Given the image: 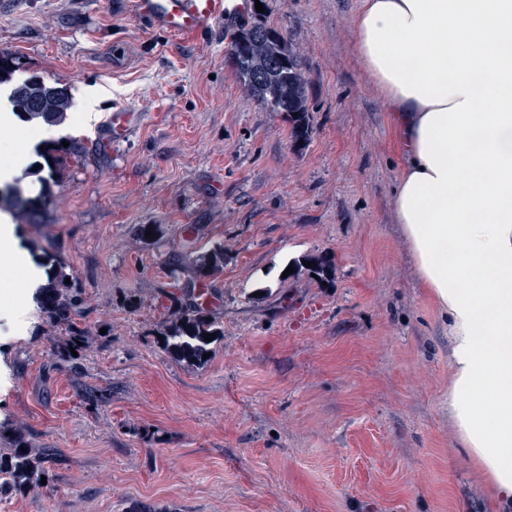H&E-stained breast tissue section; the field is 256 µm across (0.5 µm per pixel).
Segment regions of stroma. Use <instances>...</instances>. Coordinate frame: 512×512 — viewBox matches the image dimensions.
Instances as JSON below:
<instances>
[{
  "label": "stroma",
  "instance_id": "stroma-1",
  "mask_svg": "<svg viewBox=\"0 0 512 512\" xmlns=\"http://www.w3.org/2000/svg\"><path fill=\"white\" fill-rule=\"evenodd\" d=\"M130 2L0 0L13 83L68 87L75 116L83 90L112 89L92 127L50 140L83 149L45 224L16 220L81 292L90 343L77 374L41 315L0 338V427L55 452L45 485L0 496V512H498L448 416V322L392 210L399 148L354 49L360 0H264L302 56L300 148L286 114L244 90L224 28L183 43ZM113 102L138 119L108 146ZM217 245L223 269L193 276L185 258ZM325 253L332 283L286 274ZM196 303L224 334L189 366L161 330Z\"/></svg>",
  "mask_w": 512,
  "mask_h": 512
}]
</instances>
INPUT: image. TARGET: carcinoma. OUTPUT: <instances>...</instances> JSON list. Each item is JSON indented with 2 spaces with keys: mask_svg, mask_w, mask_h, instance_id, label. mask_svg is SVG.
Instances as JSON below:
<instances>
[{
  "mask_svg": "<svg viewBox=\"0 0 512 512\" xmlns=\"http://www.w3.org/2000/svg\"><path fill=\"white\" fill-rule=\"evenodd\" d=\"M230 61L234 71L250 97L261 103L269 112H284L291 123L294 145L307 141L311 131V115L306 94L307 81L299 52L265 21L264 14L252 11L251 20L239 25L230 33ZM16 114L27 121H38L56 126L68 119L72 108L67 87L49 85L31 78L17 85L10 93ZM78 150L76 140L67 148H50L40 156L54 179L64 166L65 159ZM16 185L5 187L0 202L27 216L29 223L38 224L45 212L46 198H25L14 193ZM313 266L308 271L317 275L319 282L331 283L335 277V263L328 255L305 256L294 259L290 266L299 272L304 263ZM195 273L210 277L224 266V248L215 246L190 260ZM66 275L51 277L35 294L37 308L50 322L64 327L68 339L63 353L70 357L72 351L82 352L87 341L86 330L77 322L81 316L84 299L65 284ZM222 336L223 329L211 314L198 306H189L164 330V347L168 354L190 365L207 363L203 354L210 352L208 336ZM7 447L0 448V493L22 490L41 481L47 475L45 462L53 456L50 448H30L22 433L11 436L0 433V440ZM25 450H20V447Z\"/></svg>",
  "mask_w": 512,
  "mask_h": 512,
  "instance_id": "cac0c4a2",
  "label": "carcinoma"
}]
</instances>
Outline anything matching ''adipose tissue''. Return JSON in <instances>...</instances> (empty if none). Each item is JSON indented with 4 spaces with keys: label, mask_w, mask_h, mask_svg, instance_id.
I'll use <instances>...</instances> for the list:
<instances>
[{
    "label": "adipose tissue",
    "mask_w": 512,
    "mask_h": 512,
    "mask_svg": "<svg viewBox=\"0 0 512 512\" xmlns=\"http://www.w3.org/2000/svg\"><path fill=\"white\" fill-rule=\"evenodd\" d=\"M362 66L401 147L393 208L419 280L448 317V416L512 512V0H361ZM0 185L32 139L0 92ZM0 319L32 307L44 267L0 223Z\"/></svg>",
    "instance_id": "obj_1"
}]
</instances>
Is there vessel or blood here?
Returning <instances> with one entry per match:
<instances>
[{
	"label": "vessel or blood",
	"mask_w": 512,
	"mask_h": 512,
	"mask_svg": "<svg viewBox=\"0 0 512 512\" xmlns=\"http://www.w3.org/2000/svg\"><path fill=\"white\" fill-rule=\"evenodd\" d=\"M135 13L141 22L154 30L191 43L218 25H232L246 16L250 0H134ZM136 115L124 107L114 108L111 136L124 140Z\"/></svg>",
	"instance_id": "b4317fda"
}]
</instances>
